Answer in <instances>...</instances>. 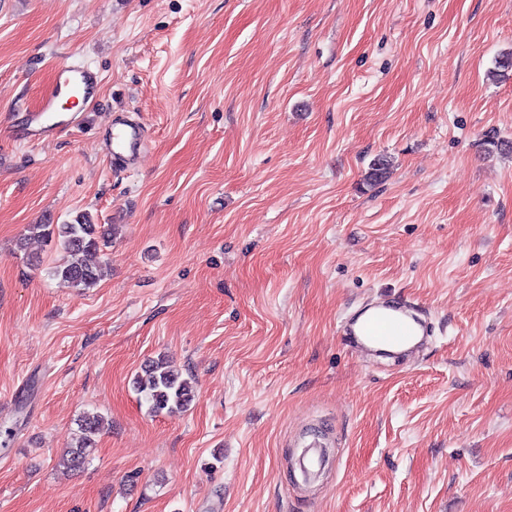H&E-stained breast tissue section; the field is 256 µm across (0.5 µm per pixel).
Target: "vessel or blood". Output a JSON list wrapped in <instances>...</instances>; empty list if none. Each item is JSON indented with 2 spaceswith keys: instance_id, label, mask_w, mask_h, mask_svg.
I'll return each mask as SVG.
<instances>
[{
  "instance_id": "vessel-or-blood-1",
  "label": "vessel or blood",
  "mask_w": 512,
  "mask_h": 512,
  "mask_svg": "<svg viewBox=\"0 0 512 512\" xmlns=\"http://www.w3.org/2000/svg\"><path fill=\"white\" fill-rule=\"evenodd\" d=\"M101 78L92 69L68 65L59 68L54 76L51 91L40 106L26 118L28 136L34 140L46 139L57 130L73 126V119L57 114L56 100L63 93L78 91L84 102L95 101L99 96ZM144 144V131L134 122L116 120L109 137L111 163L124 167L133 165ZM344 335L349 336L353 350L368 353L373 346L383 345L406 348L415 352L432 330L424 313L409 304H401L390 298H383L372 305V315L362 329H355L353 323L341 326ZM319 439H312L308 445L300 470L306 477L315 476L326 464Z\"/></svg>"
}]
</instances>
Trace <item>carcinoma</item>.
I'll return each instance as SVG.
<instances>
[{"label": "carcinoma", "instance_id": "1", "mask_svg": "<svg viewBox=\"0 0 512 512\" xmlns=\"http://www.w3.org/2000/svg\"><path fill=\"white\" fill-rule=\"evenodd\" d=\"M389 160L380 156L373 160L365 180L376 184L386 178ZM28 235L48 241H56L66 255V260L55 268V275L64 283L75 288L89 289L97 285L103 275L100 252L108 244L107 236L97 231V225L87 213L64 224H30ZM136 389L144 395L154 413L186 408L195 397V386L191 379L165 366L161 360L151 361L145 376L137 379ZM102 419L86 415L79 420L81 436L70 451L68 465L77 468L87 457V451L94 444V436L99 433Z\"/></svg>", "mask_w": 512, "mask_h": 512}]
</instances>
